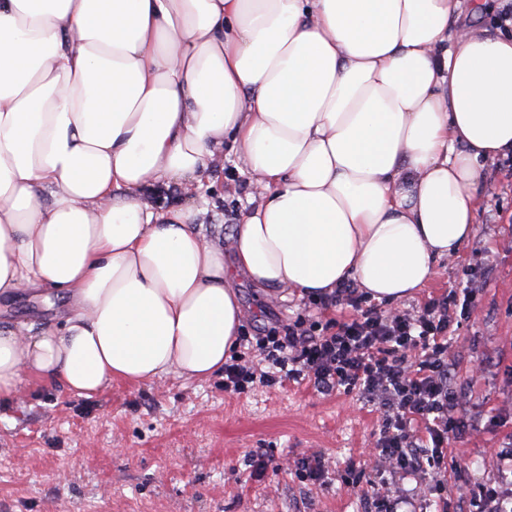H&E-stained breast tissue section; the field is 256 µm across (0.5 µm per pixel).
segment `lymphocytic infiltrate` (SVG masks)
<instances>
[{
  "label": "lymphocytic infiltrate",
  "mask_w": 512,
  "mask_h": 512,
  "mask_svg": "<svg viewBox=\"0 0 512 512\" xmlns=\"http://www.w3.org/2000/svg\"><path fill=\"white\" fill-rule=\"evenodd\" d=\"M478 293L471 282L409 312L366 303L354 283H345L319 305L351 308L350 319L323 326L298 320L283 333L257 337L255 347L273 373L237 358L224 365V387L241 393L257 381L305 380L321 393H358L382 414L376 470L442 479L449 439L470 427L455 413L448 339L452 326L470 317Z\"/></svg>",
  "instance_id": "obj_1"
}]
</instances>
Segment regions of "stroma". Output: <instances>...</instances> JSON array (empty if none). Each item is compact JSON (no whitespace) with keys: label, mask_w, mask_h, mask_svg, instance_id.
<instances>
[{"label":"stroma","mask_w":512,"mask_h":512,"mask_svg":"<svg viewBox=\"0 0 512 512\" xmlns=\"http://www.w3.org/2000/svg\"><path fill=\"white\" fill-rule=\"evenodd\" d=\"M479 166L473 240L398 303L409 309L483 279L477 306L448 349L461 398L456 413L475 424L448 445L446 489L428 476L376 472L368 450L380 433V414L352 394L324 395L291 381L234 394L218 373L203 381H116L81 398L28 378L19 398L0 401V512H368L369 501L350 483L353 461L364 462L369 484L413 494L417 512H480L488 493L503 485V455L512 449V169L499 158ZM157 198L188 203L198 223L223 237L261 201L229 153L194 198L174 185ZM237 288L246 336L270 335L297 319L323 324L337 317L306 297L265 299L243 277ZM62 304L48 291L31 290L6 301L0 323L57 324ZM314 451L328 471L319 484L257 461L261 453L283 463ZM461 480L470 497H457Z\"/></svg>","instance_id":"35a3bbf8"}]
</instances>
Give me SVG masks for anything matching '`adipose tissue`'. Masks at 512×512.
I'll list each match as a JSON object with an SVG mask.
<instances>
[{
  "mask_svg": "<svg viewBox=\"0 0 512 512\" xmlns=\"http://www.w3.org/2000/svg\"><path fill=\"white\" fill-rule=\"evenodd\" d=\"M459 6L0 0V299L67 301L0 327V399L221 372L240 273L282 299L428 283L474 238L479 160L512 154V35ZM228 149L263 195L229 238L144 200ZM63 302L61 298L53 297L48 290H30L6 302L1 298V327L7 324L18 326L34 323L35 328L39 329L53 323L61 325Z\"/></svg>",
  "mask_w": 512,
  "mask_h": 512,
  "instance_id": "1",
  "label": "adipose tissue"
}]
</instances>
